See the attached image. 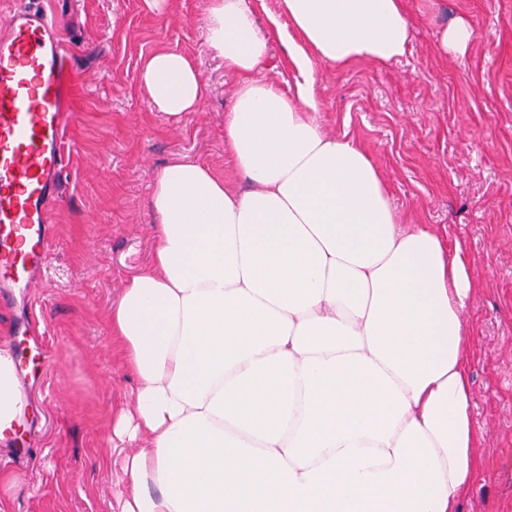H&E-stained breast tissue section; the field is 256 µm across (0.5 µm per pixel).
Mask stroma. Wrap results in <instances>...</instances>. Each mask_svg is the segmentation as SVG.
Wrapping results in <instances>:
<instances>
[{"label": "stroma", "mask_w": 512, "mask_h": 512, "mask_svg": "<svg viewBox=\"0 0 512 512\" xmlns=\"http://www.w3.org/2000/svg\"><path fill=\"white\" fill-rule=\"evenodd\" d=\"M70 48L74 115L68 176L51 205L49 260L32 288L14 290L0 331L21 360L32 437H0V512H119L121 458L112 410L130 401L109 313L125 280L152 255L150 205L161 169L185 159L226 183L242 177L224 148L236 77L206 42L208 0H45ZM410 55L377 65L314 66L328 133L348 135L380 167L400 220L467 247L477 291L467 320L475 484L460 512H512V0H405ZM464 19V53L439 35ZM189 56L207 84L198 110L171 118L151 103L144 59Z\"/></svg>", "instance_id": "1"}]
</instances>
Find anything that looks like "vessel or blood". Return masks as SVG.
<instances>
[{"label": "vessel or blood", "mask_w": 512, "mask_h": 512, "mask_svg": "<svg viewBox=\"0 0 512 512\" xmlns=\"http://www.w3.org/2000/svg\"><path fill=\"white\" fill-rule=\"evenodd\" d=\"M68 58L54 15L22 0L0 33V286L32 287L48 259L73 99Z\"/></svg>", "instance_id": "1"}]
</instances>
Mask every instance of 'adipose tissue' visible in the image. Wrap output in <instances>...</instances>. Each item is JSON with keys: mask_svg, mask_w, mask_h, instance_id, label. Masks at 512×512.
I'll return each mask as SVG.
<instances>
[{"mask_svg": "<svg viewBox=\"0 0 512 512\" xmlns=\"http://www.w3.org/2000/svg\"><path fill=\"white\" fill-rule=\"evenodd\" d=\"M209 0L206 42L238 77L224 143L239 189L197 161L152 194V259L111 310L130 403L114 410L121 512H456L477 469L462 243L401 223L387 182L317 119L314 63L388 64L403 0ZM287 25H280V17ZM292 28L293 93L259 78ZM156 109H198L196 66L159 49ZM0 348V431L22 414Z\"/></svg>", "mask_w": 512, "mask_h": 512, "instance_id": "ef3b65f1", "label": "adipose tissue"}]
</instances>
